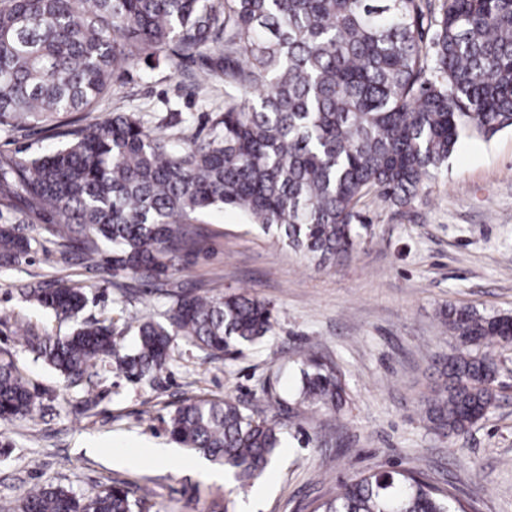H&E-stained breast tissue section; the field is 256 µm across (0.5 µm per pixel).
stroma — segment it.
<instances>
[{
  "label": "stroma",
  "mask_w": 512,
  "mask_h": 512,
  "mask_svg": "<svg viewBox=\"0 0 512 512\" xmlns=\"http://www.w3.org/2000/svg\"><path fill=\"white\" fill-rule=\"evenodd\" d=\"M211 55L181 70L141 63L113 76L104 112H156L189 119L192 133L210 131L215 101L198 95L192 76L216 65ZM41 126L0 127V155L37 156L51 148ZM360 209L369 234L350 256L321 265L230 210L198 216L192 253L170 283L198 294L244 293L278 313L270 336L236 358H204L185 341L151 381L110 372L91 392L66 386L16 332L62 336L68 322L27 301L18 286L49 273L58 258L44 214L21 224L44 243L12 267H0V355L9 354L38 395L35 422L0 421V512H16L24 493L51 483L87 494L128 483L146 512H209L217 496L229 512H310L313 500L339 482L392 466L418 468L477 512H512V347L496 348V406L468 431L436 433L424 401L441 379L437 360L455 339L442 324L448 305L512 315V130L492 138L464 136L447 170L409 208L377 195ZM67 272L88 292L83 318H111L122 345L128 319L163 309L165 288L98 266L70 263ZM337 364L347 387L341 412L280 413L271 397L291 399L304 355ZM229 397L260 419H280L285 438L273 464L253 486H239L202 455L173 443L171 413L195 397Z\"/></svg>",
  "instance_id": "35a3bbf8"
}]
</instances>
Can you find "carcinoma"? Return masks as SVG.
Here are the masks:
<instances>
[{"mask_svg":"<svg viewBox=\"0 0 512 512\" xmlns=\"http://www.w3.org/2000/svg\"><path fill=\"white\" fill-rule=\"evenodd\" d=\"M211 49L224 63V109L209 136L140 112L96 115L112 76L143 58L172 70ZM213 71L194 76L216 91ZM45 129L63 146L0 157V207L62 218L59 261L159 280L188 254L187 225L220 208L242 211L320 263L340 262L369 230L359 205L376 193L410 206L448 164L463 132L512 129V0H0V126ZM34 248L0 225V266ZM25 298L75 326L66 336L23 330L25 342L69 385L115 369L135 381L167 368L184 340L208 356L238 355L273 330L245 294L166 291L168 306L131 317L137 343L121 346L107 320L80 322L87 292L56 277L21 287ZM456 346L443 388L427 401L436 429L463 433L495 406L494 347L512 345V318L450 306ZM339 367L306 358L293 404H346ZM37 396L15 362L0 359V419L33 417ZM169 434L251 486L283 444L276 421L232 399L178 406ZM313 512H469L414 468L366 472L312 502ZM126 487L87 495L52 484L28 491L19 512H136Z\"/></svg>","mask_w":512,"mask_h":512,"instance_id":"1","label":"carcinoma"}]
</instances>
